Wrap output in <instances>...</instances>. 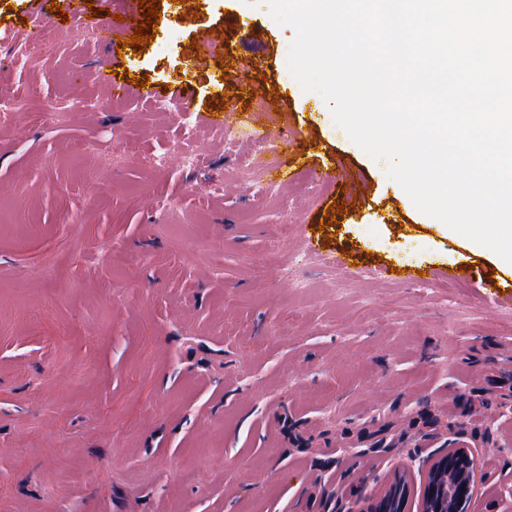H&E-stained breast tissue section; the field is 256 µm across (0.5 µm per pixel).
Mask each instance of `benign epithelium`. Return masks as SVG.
Instances as JSON below:
<instances>
[{"label": "benign epithelium", "instance_id": "1", "mask_svg": "<svg viewBox=\"0 0 512 512\" xmlns=\"http://www.w3.org/2000/svg\"><path fill=\"white\" fill-rule=\"evenodd\" d=\"M478 459L469 448L459 446L430 460L426 479L420 488V512H432L435 499L443 502L444 512H458L459 507L471 501L476 494ZM411 496L408 483L396 479L381 495L368 498L364 503L352 502L346 512H389L388 504L396 512H407Z\"/></svg>", "mask_w": 512, "mask_h": 512}]
</instances>
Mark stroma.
<instances>
[{
  "label": "stroma",
  "instance_id": "obj_1",
  "mask_svg": "<svg viewBox=\"0 0 512 512\" xmlns=\"http://www.w3.org/2000/svg\"><path fill=\"white\" fill-rule=\"evenodd\" d=\"M53 2L0 0V100L23 104L0 129V512H344L399 472L421 487L463 444L479 464L468 512H512V307L481 286L512 264L442 238L284 73L295 31L263 2L196 0L188 17L152 0L140 54ZM46 35L65 53L26 60ZM114 64L171 110L114 100ZM88 78L100 97L52 121ZM256 112L306 142L278 147L283 189L310 175L315 192L271 206L225 182L208 120L247 133ZM178 139L196 167L150 180L140 156ZM345 171L364 206H345ZM297 248L368 277L299 293L276 276ZM386 264L473 276L424 296Z\"/></svg>",
  "mask_w": 512,
  "mask_h": 512
}]
</instances>
